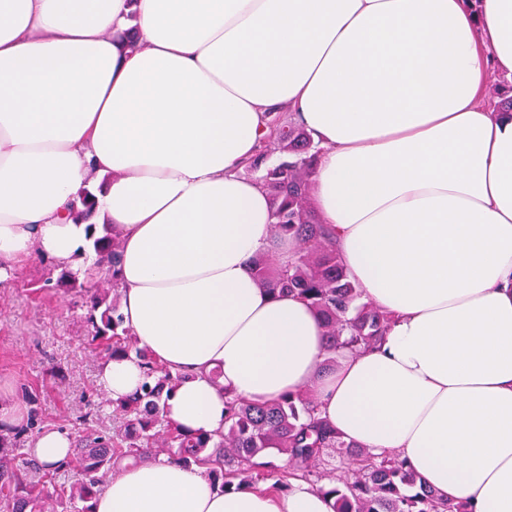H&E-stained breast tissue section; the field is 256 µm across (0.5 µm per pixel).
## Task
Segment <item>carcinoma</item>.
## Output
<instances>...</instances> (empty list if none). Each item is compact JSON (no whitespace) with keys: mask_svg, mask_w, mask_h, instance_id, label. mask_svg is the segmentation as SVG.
I'll return each instance as SVG.
<instances>
[{"mask_svg":"<svg viewBox=\"0 0 512 512\" xmlns=\"http://www.w3.org/2000/svg\"><path fill=\"white\" fill-rule=\"evenodd\" d=\"M266 128L260 155L279 157L278 165L261 176L273 207L272 231L292 239L294 255L286 264L272 254L261 258L257 281L272 294L294 293L319 312L328 342L326 362L331 363L340 347L378 344L389 319L363 301V289L348 279L331 231L315 218L309 195L315 149L311 138L282 112L269 113ZM94 204L92 193L85 191L81 207L72 214L74 223L89 219ZM94 248L108 258L110 282L87 290L88 344L105 358L135 354L146 380L132 396L112 403L117 421L112 432L77 429L72 456L53 469L28 453L39 431V407L37 396L25 392L29 419L0 428V512H95L96 493L116 475L115 462H145L161 454L185 466L207 467L219 487L230 492L267 480L259 469L272 464L259 458L271 453L288 456V478L330 497L333 512H471L463 502L439 498L399 454L374 456L342 440L320 417L309 391L272 402L226 396L224 433L216 440L175 426L164 406L181 376L138 346L119 313L120 239L106 234L94 239ZM60 472L73 474V481H58Z\"/></svg>","mask_w":512,"mask_h":512,"instance_id":"obj_1","label":"carcinoma"}]
</instances>
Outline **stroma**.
<instances>
[{"label": "stroma", "mask_w": 512, "mask_h": 512, "mask_svg": "<svg viewBox=\"0 0 512 512\" xmlns=\"http://www.w3.org/2000/svg\"><path fill=\"white\" fill-rule=\"evenodd\" d=\"M55 276L36 259L0 283V378L13 399L25 388L39 395L42 426L70 431L100 401L101 356L87 341L84 296Z\"/></svg>", "instance_id": "1"}]
</instances>
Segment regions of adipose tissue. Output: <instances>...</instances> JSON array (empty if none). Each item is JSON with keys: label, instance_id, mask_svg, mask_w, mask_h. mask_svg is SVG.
Returning <instances> with one entry per match:
<instances>
[{"label": "adipose tissue", "instance_id": "1", "mask_svg": "<svg viewBox=\"0 0 512 512\" xmlns=\"http://www.w3.org/2000/svg\"><path fill=\"white\" fill-rule=\"evenodd\" d=\"M492 70L512 78V0H0V282L39 257L85 279L115 230L124 324L182 376L168 420L211 436L225 393L309 390L346 442L512 512V114L481 101ZM283 104L319 150V222L392 317L328 370L318 312L256 278L293 254L241 173ZM84 188L87 225L68 218ZM144 378L131 355L97 384L116 401ZM95 512L332 510L304 482L226 493L161 459Z\"/></svg>", "mask_w": 512, "mask_h": 512}]
</instances>
